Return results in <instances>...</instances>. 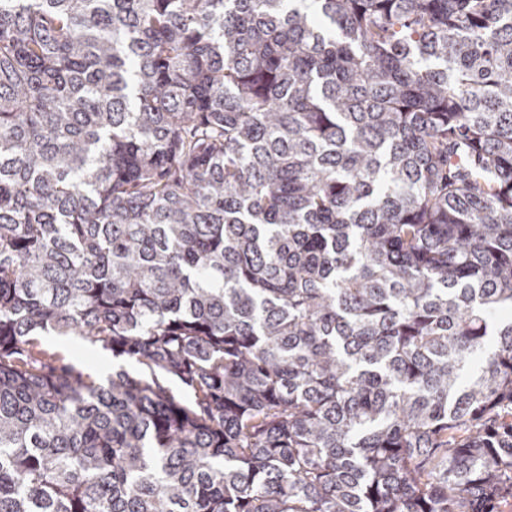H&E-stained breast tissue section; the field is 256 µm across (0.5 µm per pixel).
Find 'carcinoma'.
<instances>
[{
	"label": "carcinoma",
	"instance_id": "carcinoma-1",
	"mask_svg": "<svg viewBox=\"0 0 512 512\" xmlns=\"http://www.w3.org/2000/svg\"><path fill=\"white\" fill-rule=\"evenodd\" d=\"M505 309L512 0H0V512H494ZM43 347L65 358L77 370L104 380L112 374V353L91 346L81 336H55L54 333L39 337Z\"/></svg>",
	"mask_w": 512,
	"mask_h": 512
}]
</instances>
